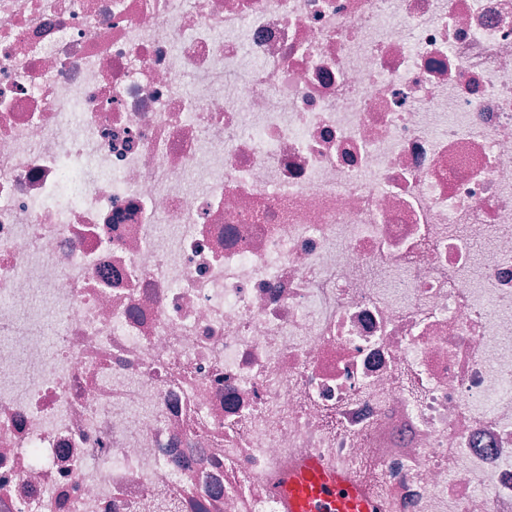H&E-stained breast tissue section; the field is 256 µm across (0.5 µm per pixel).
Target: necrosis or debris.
I'll list each match as a JSON object with an SVG mask.
<instances>
[{
	"label": "necrosis or debris",
	"mask_w": 512,
	"mask_h": 512,
	"mask_svg": "<svg viewBox=\"0 0 512 512\" xmlns=\"http://www.w3.org/2000/svg\"><path fill=\"white\" fill-rule=\"evenodd\" d=\"M313 457L512 512V0H0V512Z\"/></svg>",
	"instance_id": "1"
}]
</instances>
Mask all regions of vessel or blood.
Masks as SVG:
<instances>
[{"instance_id": "vessel-or-blood-1", "label": "vessel or blood", "mask_w": 512, "mask_h": 512, "mask_svg": "<svg viewBox=\"0 0 512 512\" xmlns=\"http://www.w3.org/2000/svg\"><path fill=\"white\" fill-rule=\"evenodd\" d=\"M276 494L290 512H381L366 486L315 459L289 474Z\"/></svg>"}]
</instances>
